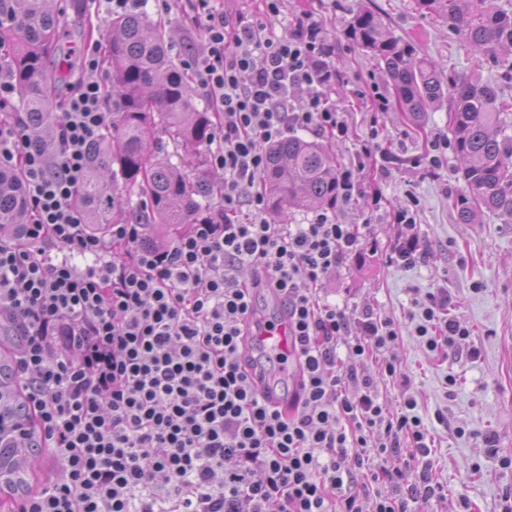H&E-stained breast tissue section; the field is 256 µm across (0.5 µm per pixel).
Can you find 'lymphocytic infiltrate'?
<instances>
[{"instance_id":"1","label":"lymphocytic infiltrate","mask_w":512,"mask_h":512,"mask_svg":"<svg viewBox=\"0 0 512 512\" xmlns=\"http://www.w3.org/2000/svg\"><path fill=\"white\" fill-rule=\"evenodd\" d=\"M201 35L182 60L215 118L209 151L224 184L216 216L162 246L141 224L90 232L73 197L89 150L112 114L99 41L79 60L57 117V145L31 143L20 118L0 122V164L25 176L35 220L0 239V335L13 337V382L57 478L25 495L17 512H419L444 497L428 468V430L415 399L390 410L377 375L355 362L399 335L372 311L349 317L321 303L329 273L364 248L336 208L363 196L362 159L336 169L335 208L306 224H272L261 191L267 148L291 130L348 140L345 113L327 98L341 83L320 24L305 14L291 35L256 15H228L187 0ZM309 98L297 108L291 88ZM391 253L429 260L415 211L394 214ZM252 282L239 280L242 269ZM288 305L302 379L289 412L265 405L243 356V318L268 287ZM448 292L418 303L415 331L446 354L467 331L447 318ZM350 337L340 357L338 337ZM406 454L404 467L389 457Z\"/></svg>"}]
</instances>
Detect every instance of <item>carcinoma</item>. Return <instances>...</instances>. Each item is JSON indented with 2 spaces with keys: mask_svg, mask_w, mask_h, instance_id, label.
I'll return each instance as SVG.
<instances>
[{
  "mask_svg": "<svg viewBox=\"0 0 512 512\" xmlns=\"http://www.w3.org/2000/svg\"><path fill=\"white\" fill-rule=\"evenodd\" d=\"M55 0H0V47L3 69L14 82L18 109L30 137L44 144L54 132L51 112L54 85L61 75L53 67L63 52L58 36ZM419 7L456 28L464 45L496 59L500 80L512 82V9L494 0H416ZM108 96L112 121L90 149L76 204L86 224L103 232L110 224L136 221L149 233H165L209 217V199L218 192L216 174L191 177L170 161L150 160L161 149L155 135L168 137L173 155L194 161L207 173L205 154L214 135V115L197 108L185 71L172 63L170 39L160 22L143 12L118 15L109 23ZM349 35L369 52L388 76L396 108L417 122L434 105L448 100L451 146L459 158L463 189L451 200L458 224H477L488 211L512 218V133L506 121L508 103L497 82L479 76L448 83L436 63L415 47L393 37L382 18L360 9ZM137 194L141 209L124 206L120 189ZM268 208L283 213L292 207L336 206L335 155L322 142L288 136L270 146L263 178ZM24 179L12 166L0 165V226L28 224ZM12 359L0 353V420H22L19 394L12 382ZM35 448L12 439L0 446V483L12 491L29 488L27 461Z\"/></svg>",
  "mask_w": 512,
  "mask_h": 512,
  "instance_id": "cac0c4a2",
  "label": "carcinoma"
}]
</instances>
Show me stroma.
<instances>
[{"label": "stroma", "instance_id": "35a3bbf8", "mask_svg": "<svg viewBox=\"0 0 512 512\" xmlns=\"http://www.w3.org/2000/svg\"><path fill=\"white\" fill-rule=\"evenodd\" d=\"M364 5L395 37L432 58L442 78L474 73L487 79L499 73L415 0H285L278 16L265 17L268 29L285 37L296 18L311 15L321 25L324 42L335 48L332 62L342 83L330 101L346 112L353 127L351 141L332 144L337 162H352L374 130L395 158L384 177L367 166L363 176L369 196L338 212L340 222L361 226L373 246L337 268L323 294L350 315L368 308L400 326L398 339L381 355L398 359L404 376L379 382L378 393L394 410L403 398L414 397L429 430L432 472L448 499L424 506L423 512H461L463 495L472 512H501L503 495L512 491V466L504 464L512 459V218L488 212L480 223H456L448 200L461 192L463 182L452 150L443 151L436 176L424 177L418 159L430 153L434 141L451 138L447 103L426 112L418 126L392 109L374 113L373 95L391 98L392 87L376 61L347 35ZM410 204L431 250L429 262L416 267L388 258L398 234L393 213ZM438 288L447 289L451 315L469 330L468 338L444 357L428 351L408 317L414 302ZM472 348L477 358L469 357ZM488 433L496 439L492 451L483 444Z\"/></svg>", "mask_w": 512, "mask_h": 512}]
</instances>
